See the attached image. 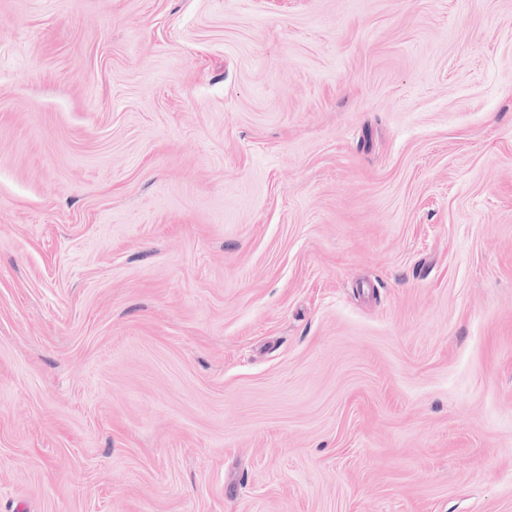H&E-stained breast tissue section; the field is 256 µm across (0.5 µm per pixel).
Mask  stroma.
Returning <instances> with one entry per match:
<instances>
[{
  "mask_svg": "<svg viewBox=\"0 0 512 512\" xmlns=\"http://www.w3.org/2000/svg\"><path fill=\"white\" fill-rule=\"evenodd\" d=\"M0 512H512V0H0Z\"/></svg>",
  "mask_w": 512,
  "mask_h": 512,
  "instance_id": "1",
  "label": "stroma"
}]
</instances>
